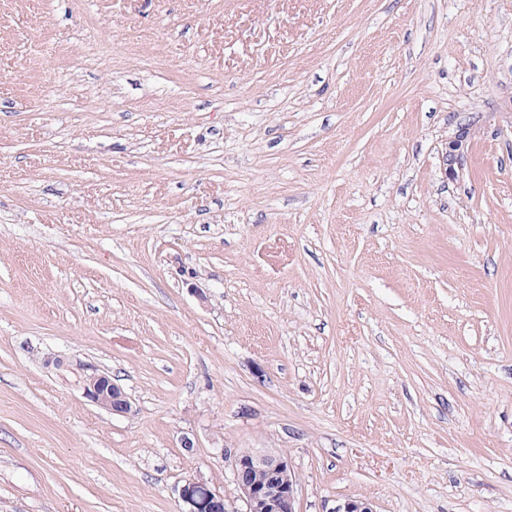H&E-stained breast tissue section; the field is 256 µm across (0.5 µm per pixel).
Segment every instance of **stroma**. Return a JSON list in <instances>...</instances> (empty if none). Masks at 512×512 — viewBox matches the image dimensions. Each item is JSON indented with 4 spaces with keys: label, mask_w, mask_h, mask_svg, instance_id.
I'll list each match as a JSON object with an SVG mask.
<instances>
[{
    "label": "stroma",
    "mask_w": 512,
    "mask_h": 512,
    "mask_svg": "<svg viewBox=\"0 0 512 512\" xmlns=\"http://www.w3.org/2000/svg\"><path fill=\"white\" fill-rule=\"evenodd\" d=\"M511 102L512 0H0V512H512ZM470 136V125L465 124L461 125L454 138L448 141V151L445 152L444 156L445 173L448 179L453 180L459 176V170H462L465 150ZM85 397L93 404L106 409L113 415H126L132 411V404L125 391L112 380V377L90 366L84 367ZM89 371V373H88ZM232 457L233 480L245 510L239 511L223 492L207 481L190 477L178 489L180 512H300L297 507V478L287 455L277 451L238 450ZM265 473L275 485L251 479L247 473Z\"/></svg>",
    "instance_id": "stroma-1"
}]
</instances>
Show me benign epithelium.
<instances>
[{
  "label": "benign epithelium",
  "mask_w": 512,
  "mask_h": 512,
  "mask_svg": "<svg viewBox=\"0 0 512 512\" xmlns=\"http://www.w3.org/2000/svg\"><path fill=\"white\" fill-rule=\"evenodd\" d=\"M470 125L459 127L448 141L444 165L448 178L454 180L462 169ZM85 397L93 404L114 415H126L132 404L125 391L112 377L90 366L85 368ZM233 480L245 510L232 506L223 492L207 481L190 477L178 489L180 512H299L297 507V478L288 456L277 451L238 450L231 460ZM327 512H376L366 499L348 500Z\"/></svg>",
  "instance_id": "obj_1"
}]
</instances>
